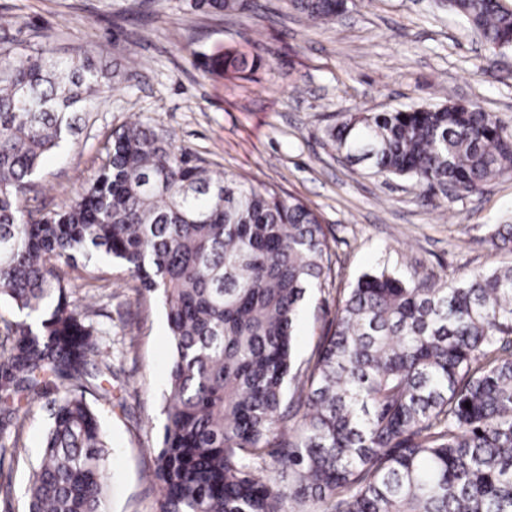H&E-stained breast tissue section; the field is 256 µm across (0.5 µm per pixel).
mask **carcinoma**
<instances>
[{
  "instance_id": "carcinoma-1",
  "label": "carcinoma",
  "mask_w": 512,
  "mask_h": 512,
  "mask_svg": "<svg viewBox=\"0 0 512 512\" xmlns=\"http://www.w3.org/2000/svg\"><path fill=\"white\" fill-rule=\"evenodd\" d=\"M290 2L314 25L347 8ZM445 2L484 44L512 50L503 0ZM247 4L195 0L213 13ZM16 24L0 15V304L24 319L4 321L0 342V447L57 394L25 512H109L103 295L72 303L60 271L95 267L101 252L165 312L160 512H307L319 501L330 512H512V265L437 287L386 267L363 274L302 379L296 328L331 270L318 214L194 161L138 118L112 133L97 178L70 204L25 212L44 159L114 84L88 58L49 48L15 58ZM259 65L234 49L202 62L240 79ZM323 137L349 163L448 199L512 174V129L472 104L349 112ZM489 243L512 252V224L496 225ZM290 403L302 411L291 434ZM269 448L288 481L257 474Z\"/></svg>"
}]
</instances>
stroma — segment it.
I'll return each mask as SVG.
<instances>
[{
  "mask_svg": "<svg viewBox=\"0 0 512 512\" xmlns=\"http://www.w3.org/2000/svg\"><path fill=\"white\" fill-rule=\"evenodd\" d=\"M17 17V57L51 46L62 58L89 57L114 72L108 97L83 113L21 200L24 210L60 209L92 182L112 131L130 114L166 132L179 149L258 187L300 199L329 232L333 272L297 325L306 365L337 307L364 272L388 266L404 279L462 280L512 263L490 248L494 225L512 223V174L481 193L433 208L414 182L349 165L321 128L358 109L390 111L451 100L473 103L512 127V51L492 52L438 0H348L331 25L308 26L289 0H251L231 15L194 9L192 0H0ZM235 47L260 58L253 79L207 73L202 55ZM99 321L112 332V392L104 411L112 445L111 512H160L149 477L163 426L169 339L158 301L109 268ZM49 423L33 405L19 450L0 455V512H23L30 465Z\"/></svg>",
  "mask_w": 512,
  "mask_h": 512,
  "instance_id": "stroma-1",
  "label": "stroma"
}]
</instances>
